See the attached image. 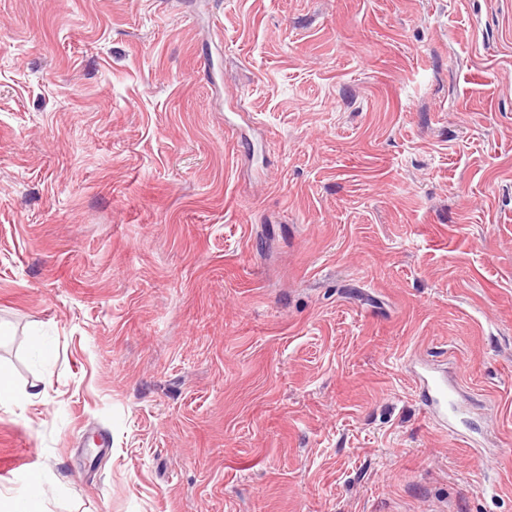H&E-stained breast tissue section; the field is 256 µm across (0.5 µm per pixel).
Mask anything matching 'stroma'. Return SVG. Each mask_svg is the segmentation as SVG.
Here are the masks:
<instances>
[{
    "label": "stroma",
    "instance_id": "1",
    "mask_svg": "<svg viewBox=\"0 0 512 512\" xmlns=\"http://www.w3.org/2000/svg\"><path fill=\"white\" fill-rule=\"evenodd\" d=\"M0 371V512H512V0H0ZM419 384L427 414L439 418L448 428L453 425L456 417V406L453 389L448 384V376L424 365L414 372ZM21 479L24 481V483L27 486V495L25 499L23 500L24 503H31L34 500L37 499L35 502V506L33 509V512H46V502L48 500V489L45 488L42 483L41 485V491L38 495L39 490V469L34 464V461H31L29 465L20 471Z\"/></svg>",
    "mask_w": 512,
    "mask_h": 512
}]
</instances>
